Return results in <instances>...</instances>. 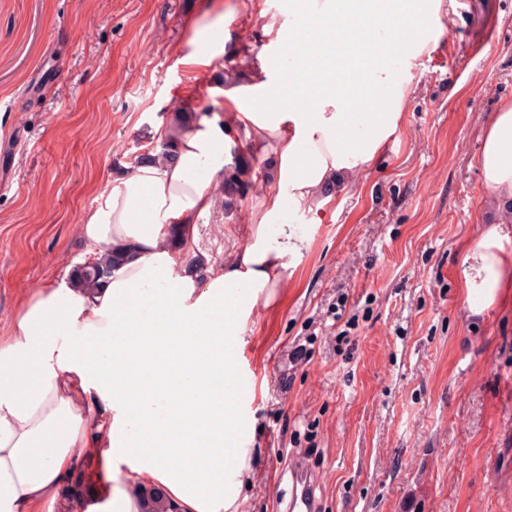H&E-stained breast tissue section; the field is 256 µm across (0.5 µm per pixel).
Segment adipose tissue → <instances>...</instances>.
<instances>
[{
    "instance_id": "ef3b65f1",
    "label": "adipose tissue",
    "mask_w": 512,
    "mask_h": 512,
    "mask_svg": "<svg viewBox=\"0 0 512 512\" xmlns=\"http://www.w3.org/2000/svg\"><path fill=\"white\" fill-rule=\"evenodd\" d=\"M201 6L183 61L220 69L224 20L212 18L214 0ZM402 10V0H299L303 33L275 38L278 68L245 84L225 74L223 113L172 118L160 135L170 157L139 160L98 194L79 230L94 254L123 253L111 279L94 289L68 272L47 281L0 336V512H140L143 482L175 512H236L249 464L241 454L225 469L239 418L225 380L253 308L273 302L295 266L287 216L320 223L397 136L409 83L398 63L429 46L417 38L404 56L386 49L340 65L325 21L378 32ZM245 142L270 164L247 239L225 233L215 259L198 246V220L220 213ZM478 164L490 192L512 203V105L488 123ZM501 239L493 225L463 258L474 311L512 288ZM78 471L94 502L63 500Z\"/></svg>"
}]
</instances>
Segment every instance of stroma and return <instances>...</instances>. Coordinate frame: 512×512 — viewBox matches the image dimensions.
<instances>
[{"label":"stroma","mask_w":512,"mask_h":512,"mask_svg":"<svg viewBox=\"0 0 512 512\" xmlns=\"http://www.w3.org/2000/svg\"><path fill=\"white\" fill-rule=\"evenodd\" d=\"M224 3V68L183 64L200 0H0V335L34 288L82 263L84 214L168 116L214 105L225 71L273 62L262 16ZM413 59L403 126L300 249L238 357L253 376L251 485L238 512H276L290 456L319 512H512V305L474 314L465 246L506 215L478 166L485 124L512 102V0H456ZM255 177L198 223L224 255L245 235Z\"/></svg>","instance_id":"obj_1"}]
</instances>
